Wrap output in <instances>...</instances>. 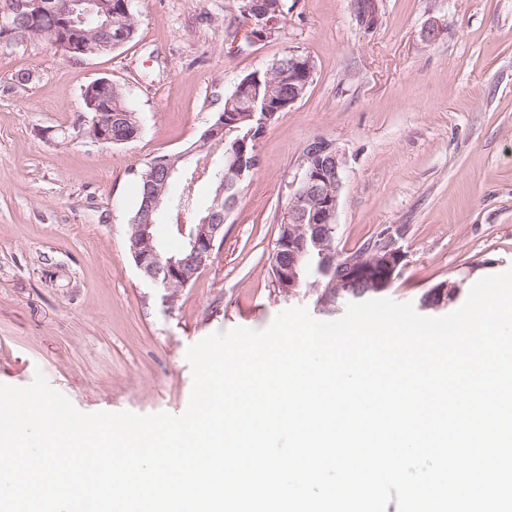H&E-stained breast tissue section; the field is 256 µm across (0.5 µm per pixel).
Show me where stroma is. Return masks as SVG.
<instances>
[{"mask_svg": "<svg viewBox=\"0 0 512 512\" xmlns=\"http://www.w3.org/2000/svg\"><path fill=\"white\" fill-rule=\"evenodd\" d=\"M288 0L279 35L231 46L224 0H135L134 39L69 59L42 38L0 48V383L43 372L83 412L182 413L188 347L293 307L338 319L315 292L286 297L270 257L303 147L334 140L347 180L336 247L392 231L405 265L385 295L441 316L480 278L512 267V0ZM441 33L423 39L429 22ZM315 65L305 96L258 141L260 164L226 219L214 262L169 305L128 250L133 169L157 154L219 163L199 137L246 74L288 50ZM29 72L27 85L14 76ZM106 77L142 133L107 146L62 132ZM460 285L439 307L424 298Z\"/></svg>", "mask_w": 512, "mask_h": 512, "instance_id": "1", "label": "stroma"}]
</instances>
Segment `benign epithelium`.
<instances>
[{"instance_id":"1","label":"benign epithelium","mask_w":512,"mask_h":512,"mask_svg":"<svg viewBox=\"0 0 512 512\" xmlns=\"http://www.w3.org/2000/svg\"><path fill=\"white\" fill-rule=\"evenodd\" d=\"M236 2L240 3L241 11L233 9L230 13L229 37L232 41L245 38L249 43H257L279 34V21L274 17L261 24L260 31L251 33L253 15L262 0ZM15 6L28 9L35 27L50 35L53 44L66 56L86 52V32L76 21V16L89 7L98 11L99 31L112 37V0H19ZM314 70L310 56L296 50L288 51V101H266L265 114L259 123H265L270 112L293 108L311 84ZM111 85V80L100 78L87 87L84 98L88 111L70 129L63 131L64 139L78 141L90 136L100 144L112 143V109L95 97L97 90ZM345 166L343 152L330 139L318 137L303 149L298 173L288 184V223L282 226V235L273 255L275 285L286 294H294L301 288V267L314 255L324 266L336 265V291L321 297L325 305L352 293L360 296L383 292L402 271L404 253L390 236L379 237L349 257L333 252L331 225L336 223L345 184ZM252 171L253 165L246 160V151L226 157L221 188L226 193L236 189L246 173ZM164 210L166 200L162 194L148 196L141 212L142 223L130 225L129 236L133 261L142 279L159 288H170L183 280L187 259L172 255L166 264H160L159 253L153 246L152 229L154 216ZM177 230L185 238L193 268L197 271L210 265L216 246L224 241V225L210 223L208 216L196 224H180ZM457 293L458 286L446 281L435 287L431 298L443 304L455 298Z\"/></svg>"}]
</instances>
